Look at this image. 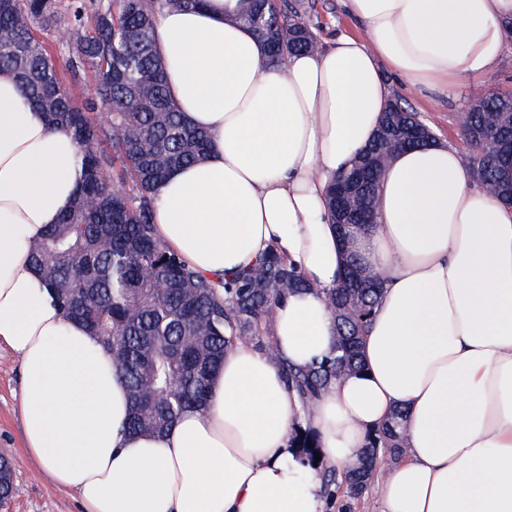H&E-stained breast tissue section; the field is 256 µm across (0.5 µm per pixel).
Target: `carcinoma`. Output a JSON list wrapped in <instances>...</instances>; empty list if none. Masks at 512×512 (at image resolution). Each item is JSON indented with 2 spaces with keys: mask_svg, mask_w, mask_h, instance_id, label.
I'll use <instances>...</instances> for the list:
<instances>
[{
  "mask_svg": "<svg viewBox=\"0 0 512 512\" xmlns=\"http://www.w3.org/2000/svg\"><path fill=\"white\" fill-rule=\"evenodd\" d=\"M204 0H0V71L10 72L25 97L80 146L83 176L77 202L49 226L31 259L45 275L66 314L82 321L112 352L130 395L128 426L135 433L161 432L187 408L202 407L209 382L224 353L239 341L272 351L265 323L276 302L306 287L301 273L274 250L248 271L214 282L188 268L154 234L156 189L175 168L205 158L207 132L186 123L164 81L156 50L155 20L165 9H194ZM303 3L242 0L240 20L277 60L313 51L320 43L305 20ZM68 49L72 75L90 69L95 98L76 104L61 68L43 36ZM512 97L477 91L470 97L462 130L467 159L477 181L494 197L506 184L497 178L498 150L476 134L509 132L505 113ZM400 123L422 124L398 101L385 115ZM112 152L99 148L103 138ZM398 138L376 135L360 156L364 182L351 202L352 215L373 219L383 169L379 158ZM122 167L113 180L109 169ZM121 190H113V182ZM362 274V287L346 278L328 296L338 330L336 354L307 370H285L287 383L313 400L336 377L359 368L361 337L382 293L378 277L357 259L349 272ZM393 414L368 448L362 465L348 478L346 496L359 498L381 457L402 456Z\"/></svg>",
  "mask_w": 512,
  "mask_h": 512,
  "instance_id": "1",
  "label": "carcinoma"
}]
</instances>
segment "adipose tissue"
I'll list each match as a JSON object with an SVG mask.
<instances>
[{
  "mask_svg": "<svg viewBox=\"0 0 512 512\" xmlns=\"http://www.w3.org/2000/svg\"><path fill=\"white\" fill-rule=\"evenodd\" d=\"M346 5L363 36L281 61L238 0L157 18L169 92L212 140L159 185L157 238L214 281L274 250L307 282L274 307L271 351L236 344L206 406L159 435L128 431L111 352L29 260L75 202L79 147L0 73V347L20 363L25 445L81 512H324L295 432L343 475L398 410L404 454L378 469L379 512H512V205L444 140L392 156L351 243L326 197L374 138L388 75L420 94L488 76L512 43V0ZM352 253L383 282L361 368L308 402L284 370L334 354L328 295Z\"/></svg>",
  "mask_w": 512,
  "mask_h": 512,
  "instance_id": "1",
  "label": "adipose tissue"
}]
</instances>
